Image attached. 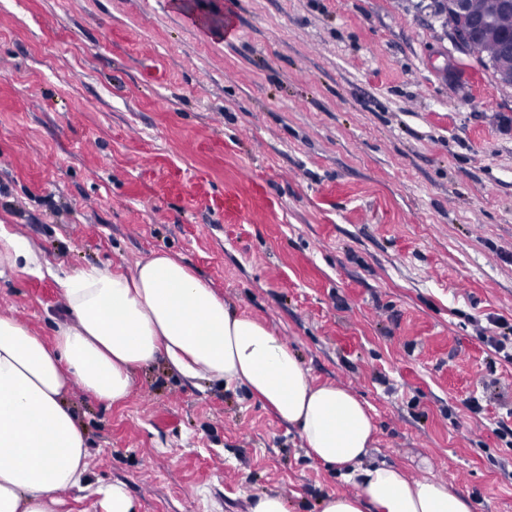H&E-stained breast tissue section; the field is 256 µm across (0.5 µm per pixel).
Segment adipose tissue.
Segmentation results:
<instances>
[{
  "label": "adipose tissue",
  "instance_id": "ef3b65f1",
  "mask_svg": "<svg viewBox=\"0 0 512 512\" xmlns=\"http://www.w3.org/2000/svg\"><path fill=\"white\" fill-rule=\"evenodd\" d=\"M39 276L33 243L0 225V277ZM59 284L67 318L53 341L0 315V512H60L67 494L102 512H133L122 484H93L87 432L72 390L116 404L135 370L164 360L183 379L243 387L296 427L314 460L353 492L328 495L322 512H473L471 498L394 466L364 465L374 443L368 408L349 389L314 383L265 324L231 310L188 266L159 252L129 272L88 267Z\"/></svg>",
  "mask_w": 512,
  "mask_h": 512
}]
</instances>
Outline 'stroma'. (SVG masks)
<instances>
[{"label": "stroma", "instance_id": "1", "mask_svg": "<svg viewBox=\"0 0 512 512\" xmlns=\"http://www.w3.org/2000/svg\"><path fill=\"white\" fill-rule=\"evenodd\" d=\"M0 224L57 272L164 252L365 402L366 462L512 512V85L433 0H0ZM45 341L51 277L0 278ZM479 399L480 411L469 403ZM91 480L135 512H321L349 491L241 387L81 392ZM491 321L496 332L495 336H491L489 339L490 346L504 359H512V323L504 319Z\"/></svg>", "mask_w": 512, "mask_h": 512}]
</instances>
